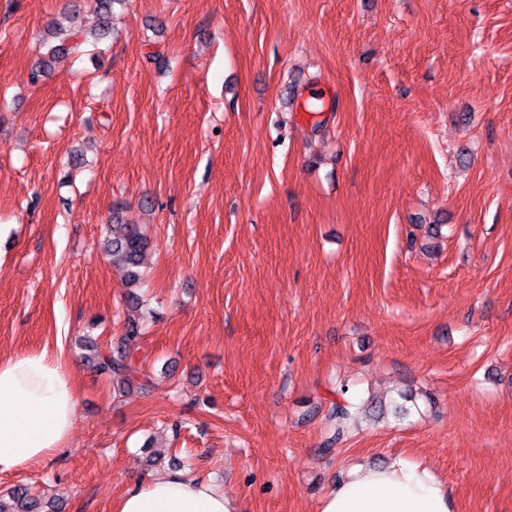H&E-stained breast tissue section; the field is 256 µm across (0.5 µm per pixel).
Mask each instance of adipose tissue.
Listing matches in <instances>:
<instances>
[{
    "instance_id": "obj_1",
    "label": "adipose tissue",
    "mask_w": 512,
    "mask_h": 512,
    "mask_svg": "<svg viewBox=\"0 0 512 512\" xmlns=\"http://www.w3.org/2000/svg\"><path fill=\"white\" fill-rule=\"evenodd\" d=\"M75 373L45 351L0 359V473L40 465L66 447L76 419ZM210 480L177 471L135 482L117 512H238ZM320 512H454L447 485L425 463L402 457L354 467L324 496Z\"/></svg>"
}]
</instances>
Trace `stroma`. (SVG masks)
Listing matches in <instances>:
<instances>
[{
	"label": "stroma",
	"mask_w": 512,
	"mask_h": 512,
	"mask_svg": "<svg viewBox=\"0 0 512 512\" xmlns=\"http://www.w3.org/2000/svg\"><path fill=\"white\" fill-rule=\"evenodd\" d=\"M72 1L0 0V359L77 379L68 447L0 492L116 512L160 457L240 512H319L400 455L455 512H512V0H125L31 84ZM132 317L121 387L77 340ZM401 393L323 454L336 399ZM112 238L107 240L106 253L113 264L126 269L131 284L140 280V258L146 245V239L133 224H108Z\"/></svg>",
	"instance_id": "obj_1"
}]
</instances>
